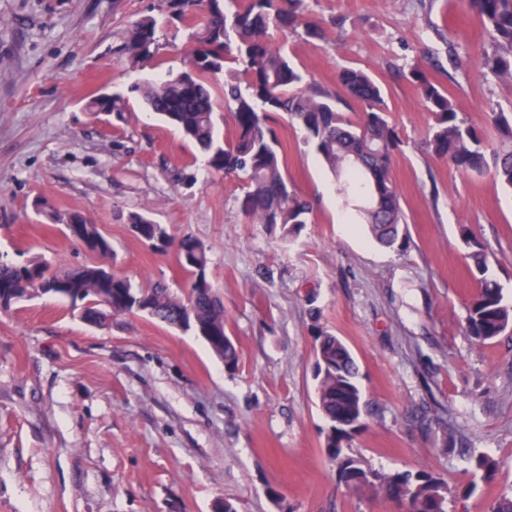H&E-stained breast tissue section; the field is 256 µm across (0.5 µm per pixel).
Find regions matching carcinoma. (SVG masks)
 <instances>
[{
	"instance_id": "carcinoma-1",
	"label": "carcinoma",
	"mask_w": 512,
	"mask_h": 512,
	"mask_svg": "<svg viewBox=\"0 0 512 512\" xmlns=\"http://www.w3.org/2000/svg\"><path fill=\"white\" fill-rule=\"evenodd\" d=\"M479 16L488 42L478 67L500 80L512 77V0H467ZM305 0H163L169 23L191 29L187 51L191 73L135 85L143 104L160 115L187 142L207 158V167L224 175L243 173L246 183L240 207L258 224L281 227L290 235L308 223L309 200L289 189L287 159L275 123L297 125L305 132L320 160L335 176L345 206L356 211L381 245L391 247L405 231V216L392 179L393 158L403 141L384 109L380 88L360 68L345 67L338 80L346 96L362 110L353 121L337 108L339 99L315 85L273 40V32L303 27L308 37L318 28L301 19ZM156 17L133 22L116 53L131 67L149 64L160 49ZM409 78L421 93L425 110L433 115L427 148L457 171L488 174L512 190V116L495 108L485 113V127L459 116L455 99L418 65ZM224 104L236 130L224 140L216 109ZM88 111L121 121L129 110V97L120 92L93 97ZM64 224L71 240L99 256H112L111 242L79 212L50 214ZM133 232L164 249L173 243L168 229L141 213L130 215ZM471 272L479 284L466 306V332L474 339L492 340L512 326V303L503 288L488 275L485 245L462 233ZM180 268L188 286L174 292L161 281L135 285L125 275L104 265H63L44 278L48 266L41 256L24 263L0 262V310L15 299L53 297L68 301L81 294L89 305L80 318L105 326L113 318L144 313L172 328L202 337L232 370L238 352L226 333L224 303L208 277V257L191 236L176 242ZM315 380L317 405L328 422L324 454L336 466L340 479L354 492L373 490L389 501L407 500L410 512H448L454 491L430 471L393 474L367 468L349 443L364 426L366 404L359 385V368L349 348L337 336L316 326Z\"/></svg>"
}]
</instances>
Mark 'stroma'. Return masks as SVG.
I'll return each mask as SVG.
<instances>
[{"label": "stroma", "mask_w": 512, "mask_h": 512, "mask_svg": "<svg viewBox=\"0 0 512 512\" xmlns=\"http://www.w3.org/2000/svg\"><path fill=\"white\" fill-rule=\"evenodd\" d=\"M159 0H0V255L93 262L52 223L79 212L108 237L133 283L184 288L175 250L131 229L138 212L205 247L238 350L227 370L206 343L143 315L99 328L37 298L0 311V512H397L355 493L322 448L313 324L351 350L369 415L351 447L381 472L425 468L452 489L448 512H488L512 488V328L465 333L478 289L460 237L487 248L512 298V194L427 151L433 123L408 77L417 64L469 123L512 114V84L483 74L487 41L464 0H308L302 29L277 32L293 62L339 93L347 66L381 87L403 147L392 165L407 234L379 246L315 148L281 130L288 183L313 211L292 238L254 223L242 182L209 172L172 127L132 102L126 120L86 110L99 94L177 74L186 29L161 32L158 62L129 68L114 49ZM498 462L477 481L471 458ZM279 490L274 501L269 488Z\"/></svg>", "instance_id": "35a3bbf8"}]
</instances>
